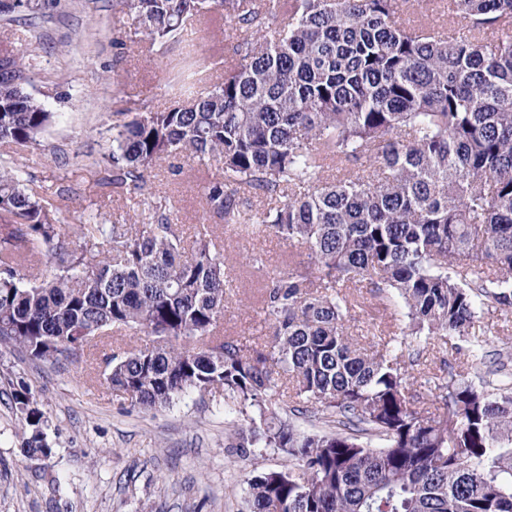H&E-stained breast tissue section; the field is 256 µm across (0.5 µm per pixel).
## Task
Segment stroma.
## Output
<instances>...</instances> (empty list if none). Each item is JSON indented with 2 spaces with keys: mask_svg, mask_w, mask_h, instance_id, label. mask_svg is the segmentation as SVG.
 Here are the masks:
<instances>
[{
  "mask_svg": "<svg viewBox=\"0 0 512 512\" xmlns=\"http://www.w3.org/2000/svg\"><path fill=\"white\" fill-rule=\"evenodd\" d=\"M131 25L112 0H69L38 28L21 18L0 22V40H10L30 66V93L55 114L43 150L0 144V158L23 167L72 236L91 214L107 225L135 220L104 185V170L82 164L86 153L109 146L113 113L143 103L163 110L176 99L159 54L148 44L123 41ZM187 37L204 62L194 85L202 91L223 76L235 31L215 12L189 21ZM211 174L184 153L169 157L157 172L178 223L189 233L212 226L225 250L235 287L224 301L222 335L261 349L270 342L260 311L262 289L306 262L307 252L272 235L244 239L221 226L201 198V183ZM254 252L262 253L263 266L249 264ZM358 294L362 304L349 312L352 336L363 347L389 340L397 329L390 311L376 306L368 288ZM476 331L490 353L512 354V314L483 311ZM468 347L455 337L432 339L408 369L417 407L439 412L435 392L423 381L447 361L469 370ZM22 386L44 414L48 455L22 450L13 398ZM239 429V419L224 411L223 391L188 393L168 408L145 411L112 389L102 358L53 365L0 345V512H245L252 471L282 470L288 460L270 449H240Z\"/></svg>",
  "mask_w": 512,
  "mask_h": 512,
  "instance_id": "stroma-1",
  "label": "stroma"
}]
</instances>
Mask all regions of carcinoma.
Returning <instances> with one entry per match:
<instances>
[{
	"mask_svg": "<svg viewBox=\"0 0 512 512\" xmlns=\"http://www.w3.org/2000/svg\"><path fill=\"white\" fill-rule=\"evenodd\" d=\"M410 0H115L187 97L112 123L110 172L131 225L50 218L25 172L0 165V343L79 361L114 331L152 344L112 353V388L153 410L220 389L247 423L241 448L300 469L258 471L249 512H512V372L452 367L434 382L443 412L413 406L401 362L435 336L472 335L486 307L512 313V0H448V22L416 24ZM219 9L238 31L224 79L187 88V22ZM46 21L41 0H0V18ZM0 144L38 150L53 113L27 91L29 65L0 43ZM185 152L217 163L206 211L252 239L274 233L308 261L263 288L267 351L215 336L229 280L204 228L187 241L157 165ZM332 170L343 176L329 179ZM265 201L258 210L252 199ZM44 259L49 276L35 262ZM398 304L413 341L369 353L350 340L349 289ZM293 416L272 401L283 382ZM28 455L51 452L43 413L15 393Z\"/></svg>",
	"mask_w": 512,
	"mask_h": 512,
	"instance_id": "1",
	"label": "carcinoma"
}]
</instances>
